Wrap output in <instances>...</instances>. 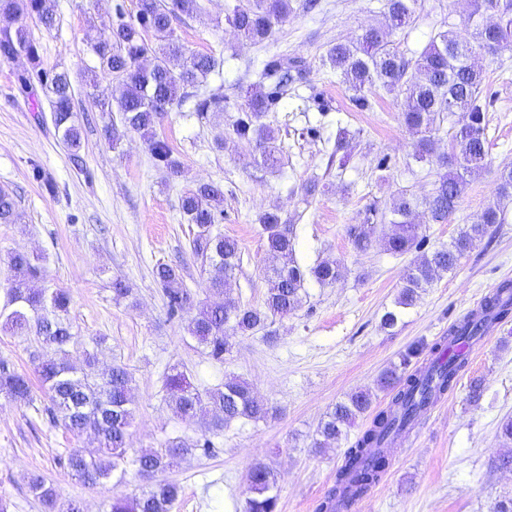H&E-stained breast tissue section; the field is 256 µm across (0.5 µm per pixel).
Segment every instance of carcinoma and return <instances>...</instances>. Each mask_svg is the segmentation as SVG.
Segmentation results:
<instances>
[{"label":"carcinoma","instance_id":"carcinoma-1","mask_svg":"<svg viewBox=\"0 0 512 512\" xmlns=\"http://www.w3.org/2000/svg\"><path fill=\"white\" fill-rule=\"evenodd\" d=\"M51 2L0 0V12L35 18L50 29L55 22ZM417 5L418 0H386L384 23L366 29L353 42L331 45L323 59L352 92V101L361 107L374 90L391 92L402 88L403 120L417 136L413 159L443 169L427 195L420 198L402 191L393 198L389 214H381V218H389V230L384 236L386 250L396 255L418 253L403 275L394 307L381 317V326L387 329L398 323L405 309L416 304L421 292L432 285L439 273L454 270L494 225L506 223V204L512 201V165L506 164L498 173L496 202L484 210L480 219L467 225L448 246L423 251L427 239L420 216L427 217L430 224L448 222L470 178L487 164L486 76L470 63V55L476 51L494 54L512 46V0H470L468 22L472 39L462 41L451 29L440 31L411 61L394 46L391 34L409 24ZM197 8V0H136L134 15L119 13L112 29L91 44L94 69L111 81L107 91L95 97V103L101 111L110 112L115 102L120 112V123L105 126L106 138L113 143L118 141L121 128L139 134L155 165L172 177L180 173V163L173 158L167 139L157 135L156 125L174 105L182 103L185 89L202 86L220 66L214 55L191 51L174 35L172 18ZM490 10L498 16L494 25L486 24L483 17ZM292 11V0H239L226 21L243 38L261 43L273 35ZM148 32L155 35L156 42L146 40ZM20 53L32 62L33 75H23L19 81L26 87L34 76L51 93L55 127L67 146L79 152L81 126L74 111L70 74L41 67L37 42L25 28L0 27V59L11 60ZM174 59L181 61L177 71L170 67ZM264 76L271 79L273 87L265 94L251 95L238 107L237 116L217 136V141L256 142L257 152L243 158V163L275 171L283 165L278 133L261 120L288 87L301 78V69L297 61L282 58L267 64ZM195 111H224V94L197 95ZM442 112L452 118L451 140L456 152L451 159L435 154L434 134L439 130ZM222 201L223 192L218 185L201 183L183 192L179 208L188 223L197 227L191 250L202 260L208 290L224 300L218 304H196L178 268L159 264L154 270L170 313L196 309L187 319L185 329L207 359L218 363L224 362V355L230 351L227 332L249 336L263 331L271 337L274 332L270 327L275 320L284 319L301 307L307 279L330 286L343 274L337 260L302 267L296 258L294 225L284 224L278 214L266 212L259 217L261 234L277 264L269 269L263 303L254 306L231 298L226 283L240 267L241 252L235 239L214 231ZM18 217L13 194L0 188V224H15ZM376 230L375 224H350L346 228L355 249L362 252L371 246ZM8 268V283L0 302V331L34 341L35 372L48 399L43 412L51 423L77 437L90 433L98 441L95 455L71 449L65 458L66 467L88 485L110 480L122 483L130 467L147 482L140 493L112 500L109 512H172L180 487L156 479L157 474L198 451L209 454L213 448L210 436L220 434L231 423L264 419L274 413V408L259 400L243 380L230 378L219 388L201 391L186 371L175 366L165 375L169 404L181 418L211 417L208 434L191 442L169 439L159 449H144L128 456L135 412L132 373L122 363L113 364L106 374L100 372L97 352L104 342L102 337L92 340V348H84L80 365L73 364L71 349L76 333L69 318L70 294L59 288L35 287L34 283L43 278V271L37 259L25 251L8 253ZM511 319L512 281L505 280L483 298L479 310L453 323L448 335L431 345L421 343L411 348L399 364L380 375L377 386L389 395V403L374 414L370 425L346 449L335 484L320 504L319 512H338L339 501L358 498L379 483L390 464L384 444L410 431L447 395L466 366L465 357L450 356L449 349L459 342L480 338L493 323ZM425 353L428 362L408 371L411 359ZM1 396L25 405L34 402L30 378L2 359ZM371 405V394L367 391L348 395L321 420L312 448L320 450L336 441L359 416L370 411ZM247 482L248 496L242 512H276L274 471L255 463L248 468ZM29 492L45 512H56V491L44 477H32Z\"/></svg>","mask_w":512,"mask_h":512}]
</instances>
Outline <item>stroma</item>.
Masks as SVG:
<instances>
[{
  "instance_id": "obj_1",
  "label": "stroma",
  "mask_w": 512,
  "mask_h": 512,
  "mask_svg": "<svg viewBox=\"0 0 512 512\" xmlns=\"http://www.w3.org/2000/svg\"><path fill=\"white\" fill-rule=\"evenodd\" d=\"M119 4L126 14L136 11V0H54L52 28L33 18L23 21L45 66L71 74L75 109L84 118L79 154L56 130L41 87H21L27 59L0 60V187L13 193L21 214L19 223L0 224V287L7 283L8 252L20 249L40 256L43 286L69 291L79 342L105 337L100 363L120 362L133 374L132 451L156 449L176 437L194 439L205 429L203 419H182L168 404L164 374L174 365L187 369L202 390L240 378L276 408V415L234 422L214 436L209 455L163 472L181 488L173 512H241L253 462L276 472L278 512H318L344 450L366 425L358 420L347 436L318 452L311 442L319 421L360 388L372 389L374 407L384 406L386 394L375 388L383 371L410 346L445 335L499 283L512 280V220L496 225L455 270L440 273L396 328L382 329L380 318L392 307L413 257L387 252L378 238L367 251H357L346 227L363 223L370 209H387L400 191L426 194L438 169L412 158L415 139L401 115L402 93L378 91L358 108L322 58L330 45L356 40L378 24L384 0H321L315 11L295 9L260 44L238 39L227 23L235 0H200L197 12L174 17V31L188 49L222 59L206 89L228 100L219 116L200 115L184 102L157 125L181 163L174 178L154 164L139 134L126 133L111 145L104 127L120 115L100 111L92 100L85 74L93 63L90 41L108 32ZM468 12L467 0H419L414 18L392 40L410 59L442 26L470 38ZM285 57L301 59L307 74L265 118L279 134L284 158L273 173L242 164L248 144L230 142L219 150L214 137L231 122L246 91L256 89L264 66ZM476 62L490 98L488 165L472 177L448 223L426 225L432 249L477 221L495 197L498 169L512 163V51L484 53ZM340 126L353 134L342 169L329 162ZM209 182L224 192L219 228L241 250L232 297L253 305L264 299L270 261L258 217L267 210L293 224L301 264L335 259L344 268L329 287L307 280L302 307L276 321L274 339L231 336L232 352L221 363L200 353L185 330L186 315L168 314L153 277L157 264L176 266L195 301L210 300L203 266L190 249L195 227L179 210L182 191ZM117 276L132 286L131 299L113 300ZM475 378L483 385L476 401L469 394ZM43 405L40 394L30 406L0 397V497L10 512H43L28 489L35 474L53 484L60 503L75 502L82 512H108L113 497L137 492L140 483L132 476L119 486H87L73 477L63 457L94 444L50 423L40 413ZM508 418L512 321L499 324L470 354L453 392L393 451L380 482L351 512H495L500 499L512 496V443L498 435Z\"/></svg>"
}]
</instances>
